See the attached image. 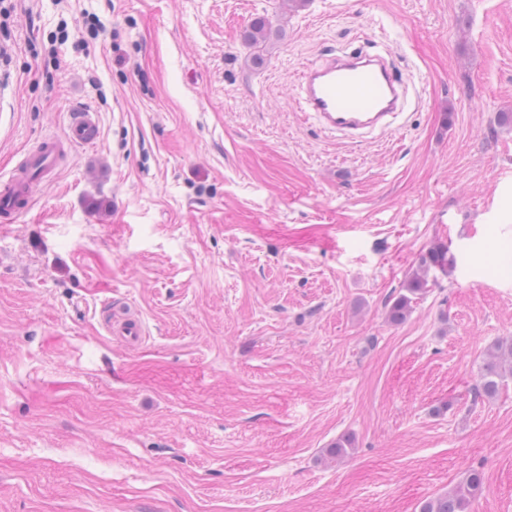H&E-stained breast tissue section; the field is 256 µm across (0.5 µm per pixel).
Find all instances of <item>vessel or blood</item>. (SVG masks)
Returning <instances> with one entry per match:
<instances>
[{"label":"vessel or blood","mask_w":512,"mask_h":512,"mask_svg":"<svg viewBox=\"0 0 512 512\" xmlns=\"http://www.w3.org/2000/svg\"><path fill=\"white\" fill-rule=\"evenodd\" d=\"M301 109L320 129L349 139H362L387 131L404 103L405 91L389 61L363 51L341 52L306 66L298 75ZM99 136L91 112L72 113L66 137L42 138L0 181V216L27 211L36 180L55 175L67 148L94 143ZM104 327L108 335L126 345L140 344L144 323L139 314L116 306Z\"/></svg>","instance_id":"vessel-or-blood-1"}]
</instances>
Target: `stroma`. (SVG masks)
<instances>
[{
    "label": "stroma",
    "instance_id": "stroma-1",
    "mask_svg": "<svg viewBox=\"0 0 512 512\" xmlns=\"http://www.w3.org/2000/svg\"><path fill=\"white\" fill-rule=\"evenodd\" d=\"M339 49L408 88L358 144L297 106ZM83 108L0 226V512H419L473 469L512 512V379L474 394L512 338V0H0V178ZM99 136L93 113L73 112L67 136L42 138L11 170L7 179L0 181V212L9 218L27 211L32 202V188L38 179L55 175L67 157L65 145L91 144ZM454 265L453 256L449 254L448 247L437 245L430 248L421 258L419 270L427 272L428 270H438L442 274H448V270ZM426 288L427 280L417 270L412 274L404 288H401L391 305H389L387 312L389 321L391 323H399L406 319L411 312L414 301L425 292ZM109 336H118L126 345H139L144 335V323L139 314L121 306L111 308L104 320Z\"/></svg>",
    "mask_w": 512,
    "mask_h": 512
}]
</instances>
